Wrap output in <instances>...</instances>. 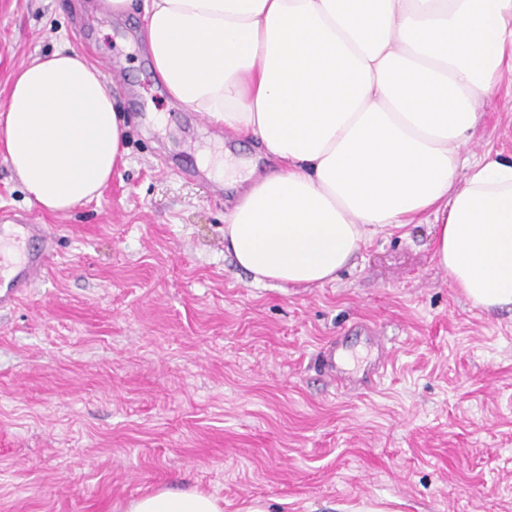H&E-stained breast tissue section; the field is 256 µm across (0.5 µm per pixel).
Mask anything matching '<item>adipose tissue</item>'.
Listing matches in <instances>:
<instances>
[{
  "mask_svg": "<svg viewBox=\"0 0 512 512\" xmlns=\"http://www.w3.org/2000/svg\"><path fill=\"white\" fill-rule=\"evenodd\" d=\"M140 9L155 79L276 168L224 216L259 283L321 285L377 229L439 224L435 254L474 306L512 311V159L458 178L480 102L512 72V0H105ZM112 84L72 48L37 56L0 108V153L30 202L65 213L125 163ZM127 512H224L160 488Z\"/></svg>",
  "mask_w": 512,
  "mask_h": 512,
  "instance_id": "ef3b65f1",
  "label": "adipose tissue"
}]
</instances>
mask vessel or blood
<instances>
[{"mask_svg": "<svg viewBox=\"0 0 512 512\" xmlns=\"http://www.w3.org/2000/svg\"><path fill=\"white\" fill-rule=\"evenodd\" d=\"M53 241L44 225L13 221L0 224V310L13 307L27 288L47 270ZM342 344L330 342L323 350L321 365L338 385L372 388L384 370L383 360H375L360 379H351L341 365Z\"/></svg>", "mask_w": 512, "mask_h": 512, "instance_id": "vessel-or-blood-1", "label": "vessel or blood"}]
</instances>
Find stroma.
Segmentation results:
<instances>
[{
	"instance_id": "35a3bbf8",
	"label": "stroma",
	"mask_w": 512,
	"mask_h": 512,
	"mask_svg": "<svg viewBox=\"0 0 512 512\" xmlns=\"http://www.w3.org/2000/svg\"><path fill=\"white\" fill-rule=\"evenodd\" d=\"M68 45L122 79L126 163L68 213L29 203L0 155V211L48 225L44 278L0 311V512H125L164 487L224 512H512V313L473 306L435 255L434 217L368 234L336 280L259 284L224 250L235 192L200 151L251 142L156 83L144 20L103 0H0V106L24 62ZM464 159L512 158V79L480 105ZM371 323L388 351L375 388L319 364Z\"/></svg>"
}]
</instances>
